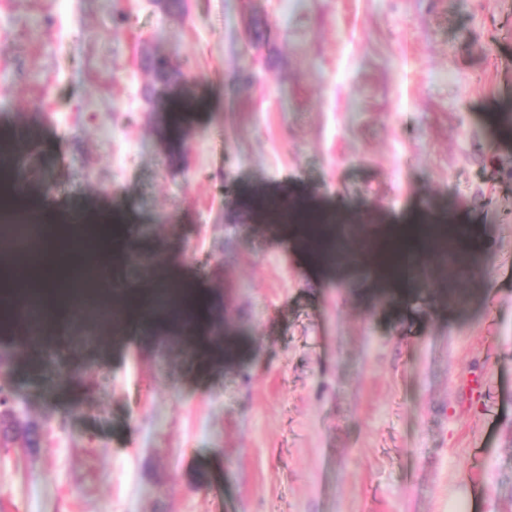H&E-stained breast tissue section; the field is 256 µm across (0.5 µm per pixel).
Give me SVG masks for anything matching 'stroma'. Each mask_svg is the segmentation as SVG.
I'll return each instance as SVG.
<instances>
[{
  "label": "stroma",
  "instance_id": "1",
  "mask_svg": "<svg viewBox=\"0 0 512 512\" xmlns=\"http://www.w3.org/2000/svg\"><path fill=\"white\" fill-rule=\"evenodd\" d=\"M190 98L158 112L142 55ZM512 0H0V127L45 201L124 214L211 293L200 368L159 311L123 335L0 327L37 447L0 512H512ZM338 225L325 260L275 214ZM469 228L471 271L380 285L382 225Z\"/></svg>",
  "mask_w": 512,
  "mask_h": 512
}]
</instances>
